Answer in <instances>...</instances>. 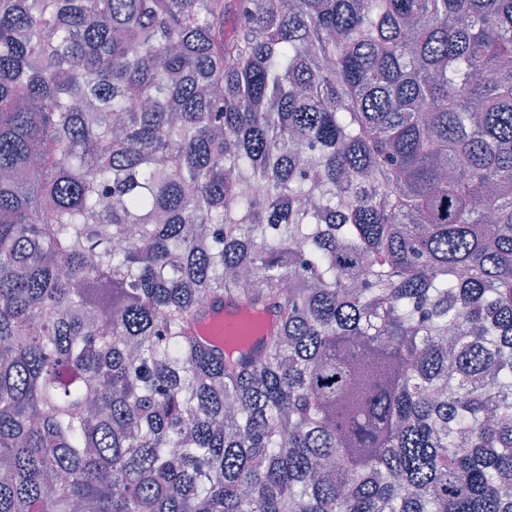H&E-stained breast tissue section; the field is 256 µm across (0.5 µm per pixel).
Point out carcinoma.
Here are the masks:
<instances>
[{
    "instance_id": "obj_1",
    "label": "carcinoma",
    "mask_w": 512,
    "mask_h": 512,
    "mask_svg": "<svg viewBox=\"0 0 512 512\" xmlns=\"http://www.w3.org/2000/svg\"><path fill=\"white\" fill-rule=\"evenodd\" d=\"M0 512H512V0H0ZM244 303L237 300L232 295L224 296V305H219L212 309L203 319L202 325L207 322H224V326L237 323L244 316Z\"/></svg>"
}]
</instances>
